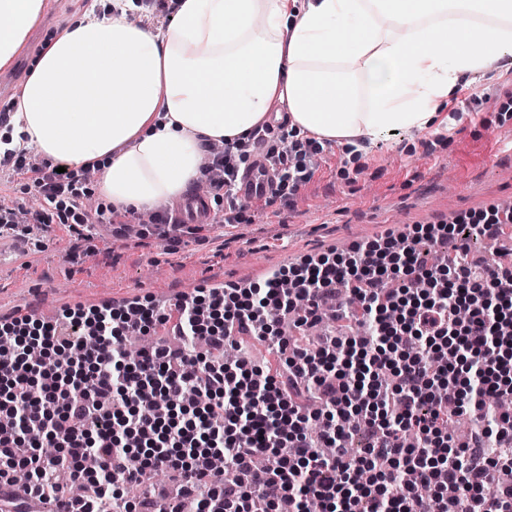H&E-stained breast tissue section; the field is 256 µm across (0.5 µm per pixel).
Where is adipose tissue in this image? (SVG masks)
<instances>
[{"label": "adipose tissue", "instance_id": "adipose-tissue-1", "mask_svg": "<svg viewBox=\"0 0 512 512\" xmlns=\"http://www.w3.org/2000/svg\"><path fill=\"white\" fill-rule=\"evenodd\" d=\"M133 0H96L49 39L0 145L33 146L119 212H150L202 177L206 145L246 140L285 114L356 167L402 130L448 131L463 76L512 54V0H180L132 23ZM43 0H0V67ZM67 111H55L59 101Z\"/></svg>", "mask_w": 512, "mask_h": 512}]
</instances>
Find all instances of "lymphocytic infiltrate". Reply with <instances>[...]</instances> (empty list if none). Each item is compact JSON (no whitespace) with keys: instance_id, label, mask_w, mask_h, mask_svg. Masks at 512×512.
Here are the masks:
<instances>
[{"instance_id":"lymphocytic-infiltrate-1","label":"lymphocytic infiltrate","mask_w":512,"mask_h":512,"mask_svg":"<svg viewBox=\"0 0 512 512\" xmlns=\"http://www.w3.org/2000/svg\"><path fill=\"white\" fill-rule=\"evenodd\" d=\"M238 145L213 154L204 174L229 206L236 194ZM277 186L299 189L318 165L303 143L275 153ZM29 175L38 209L18 198L0 208V235L27 223L49 224L59 198L65 217L91 231L126 232L134 211H86L70 173L25 154L0 155V168ZM432 227L387 236L348 256L305 262L246 288L200 289L180 306L177 346L154 342L136 360L128 336L149 335L159 320L140 302L68 311L53 322L25 317L0 326V500L12 512L53 501L58 512H152L128 488L144 472L178 482L191 512H294L318 501L321 512H512V272L469 258L461 239L447 263L422 257ZM347 287L369 332L299 344L281 325L308 329L326 299ZM258 336L285 353L271 374L224 348L234 336ZM322 405L308 410L303 391ZM468 415V442L448 432L449 411ZM366 435L351 454L347 441ZM430 490L420 497L418 487Z\"/></svg>"}]
</instances>
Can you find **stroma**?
<instances>
[{
	"instance_id": "obj_1",
	"label": "stroma",
	"mask_w": 512,
	"mask_h": 512,
	"mask_svg": "<svg viewBox=\"0 0 512 512\" xmlns=\"http://www.w3.org/2000/svg\"><path fill=\"white\" fill-rule=\"evenodd\" d=\"M86 4L44 0L38 23L6 68L13 89L23 88L48 36ZM507 98L512 55L497 71L470 76L459 93L467 115L451 139L418 131L408 149L382 141L351 171L336 146L325 144L315 176L292 205L261 199L250 203L241 223L225 224L224 200L208 197L212 223L184 225L174 245L153 224L124 235L101 224L72 261L60 249L73 242L66 226L33 229L26 239L38 258L0 275V314L34 300L61 312L114 295L145 302L180 289L246 287L310 256L344 254L389 232L406 234L512 203V153L501 149L512 138V119L498 117Z\"/></svg>"
}]
</instances>
